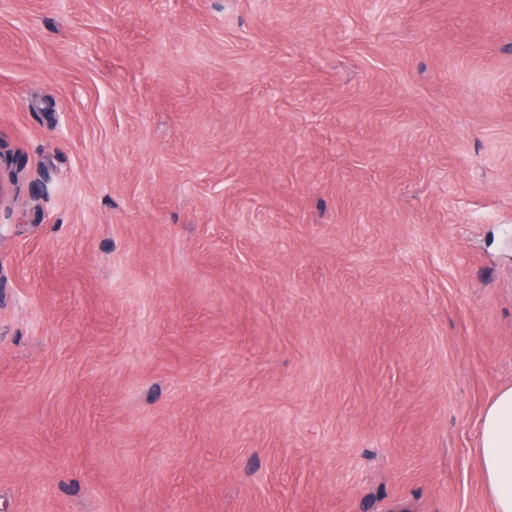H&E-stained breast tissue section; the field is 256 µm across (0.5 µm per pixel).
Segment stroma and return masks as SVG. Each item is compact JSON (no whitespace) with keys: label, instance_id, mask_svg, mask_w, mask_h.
I'll use <instances>...</instances> for the list:
<instances>
[{"label":"stroma","instance_id":"35a3bbf8","mask_svg":"<svg viewBox=\"0 0 512 512\" xmlns=\"http://www.w3.org/2000/svg\"><path fill=\"white\" fill-rule=\"evenodd\" d=\"M0 512H493L512 0H0Z\"/></svg>","mask_w":512,"mask_h":512}]
</instances>
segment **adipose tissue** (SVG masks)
Listing matches in <instances>:
<instances>
[{
  "label": "adipose tissue",
  "mask_w": 512,
  "mask_h": 512,
  "mask_svg": "<svg viewBox=\"0 0 512 512\" xmlns=\"http://www.w3.org/2000/svg\"><path fill=\"white\" fill-rule=\"evenodd\" d=\"M477 436L485 488L495 512H512V386L501 389L485 407Z\"/></svg>",
  "instance_id": "1"
}]
</instances>
